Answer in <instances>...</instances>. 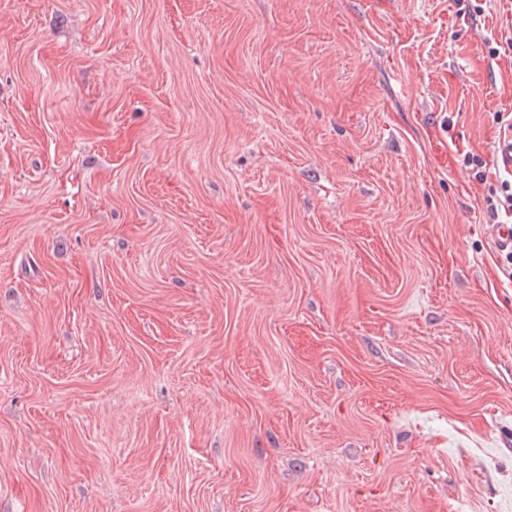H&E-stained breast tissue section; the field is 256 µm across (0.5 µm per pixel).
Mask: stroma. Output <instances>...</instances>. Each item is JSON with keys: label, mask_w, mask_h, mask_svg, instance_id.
Listing matches in <instances>:
<instances>
[{"label": "stroma", "mask_w": 512, "mask_h": 512, "mask_svg": "<svg viewBox=\"0 0 512 512\" xmlns=\"http://www.w3.org/2000/svg\"><path fill=\"white\" fill-rule=\"evenodd\" d=\"M509 34L0 0V512H512ZM496 184L488 188L484 199L489 224L486 235L499 251L512 252V117L500 121Z\"/></svg>", "instance_id": "stroma-1"}]
</instances>
